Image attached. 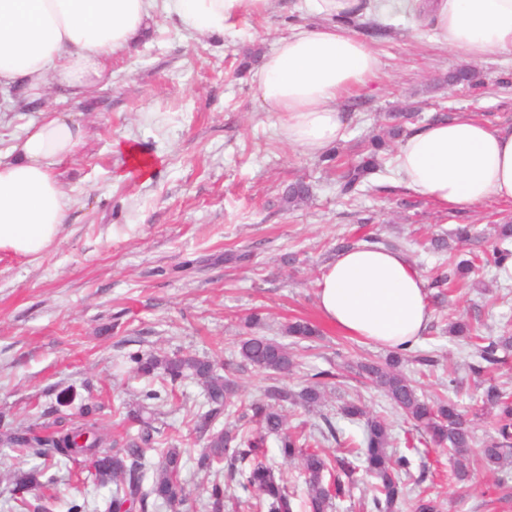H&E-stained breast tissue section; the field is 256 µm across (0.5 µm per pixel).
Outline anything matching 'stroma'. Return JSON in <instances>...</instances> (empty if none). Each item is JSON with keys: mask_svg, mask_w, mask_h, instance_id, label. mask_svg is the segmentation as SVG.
Here are the masks:
<instances>
[{"mask_svg": "<svg viewBox=\"0 0 512 512\" xmlns=\"http://www.w3.org/2000/svg\"><path fill=\"white\" fill-rule=\"evenodd\" d=\"M319 22L304 0H272L264 14L243 16L224 34L194 33L160 7L136 47L112 57L110 79L87 96L74 98L52 85L38 111L0 112L1 152L45 112L72 113L85 129L78 152L55 167L73 202L60 242L34 260L0 255V429L70 427L78 407L61 405L59 395L71 390L95 403L94 422L123 442L127 407L154 386L119 369L124 355L218 352L232 362L245 319L258 310L266 316L259 329L265 336H280L294 318L319 328L285 382L300 387L313 371H333L321 414L336 417L343 400L358 397L389 419L397 440L412 432L378 389L348 372L349 363L385 357L387 350L322 317L323 269L343 239L372 236L404 252L433 281L448 264L425 249L428 239L465 224H512V205L490 199L440 209L404 190L390 157L355 199L337 197L335 170L288 145L280 115L262 107L253 82L262 54L279 37ZM381 24L383 34L367 39L380 75L340 103L348 119L338 144L341 163L356 159L368 136L403 112H467L494 125L512 122V54L471 62L410 17L390 12ZM464 64L480 84L460 91L447 77ZM117 139L160 159L152 179H116L128 165L112 149ZM296 181L309 184L311 196L284 210L280 197ZM485 249L477 240L458 245V259L475 262L473 283L442 299L428 289L431 323L415 346L433 363L404 366L426 394L456 378L451 396L465 410L484 384L512 387V365L473 375L464 345L447 332L459 317L485 336L512 329V279L497 277ZM203 400L201 386L186 382L173 399L153 403L161 438L194 456L202 448L193 426ZM411 461L412 474L434 479L440 512H512V499L493 493L489 473L455 486L448 482L447 452L415 454ZM47 474L56 494L52 512H66L73 492L88 512H105L112 489L88 481L82 461Z\"/></svg>", "mask_w": 512, "mask_h": 512, "instance_id": "stroma-1", "label": "stroma"}]
</instances>
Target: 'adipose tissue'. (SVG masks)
<instances>
[{
    "label": "adipose tissue",
    "instance_id": "1",
    "mask_svg": "<svg viewBox=\"0 0 512 512\" xmlns=\"http://www.w3.org/2000/svg\"><path fill=\"white\" fill-rule=\"evenodd\" d=\"M157 0H0V95L25 86L40 96L62 84L73 96L108 77L106 62L128 50ZM187 29L224 32L271 0H164ZM323 25L278 39L254 78L268 111L282 118L290 146L319 154L343 139L338 103L377 77V54L349 27L375 10L432 23L443 43L470 59L512 53V0H307ZM81 124L47 112L0 158V253L35 257L60 241L71 202L54 167L77 152ZM405 188L458 210L489 197L512 201V124L489 126L462 113L410 131L396 155ZM323 317L339 331L390 349L422 336L431 320L426 281L407 255L360 244L338 252L318 286Z\"/></svg>",
    "mask_w": 512,
    "mask_h": 512
}]
</instances>
